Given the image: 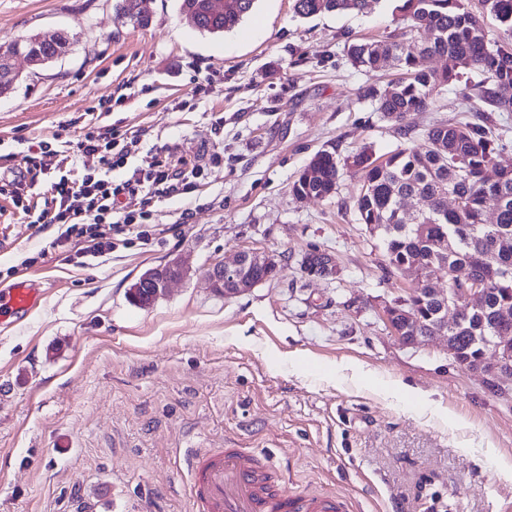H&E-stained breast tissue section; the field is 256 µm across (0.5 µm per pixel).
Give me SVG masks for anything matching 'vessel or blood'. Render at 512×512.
<instances>
[{
    "label": "vessel or blood",
    "instance_id": "obj_1",
    "mask_svg": "<svg viewBox=\"0 0 512 512\" xmlns=\"http://www.w3.org/2000/svg\"><path fill=\"white\" fill-rule=\"evenodd\" d=\"M43 290L25 278L0 289V326H11L40 303ZM190 495L194 512H348L336 497L289 493L276 466L252 448L191 452Z\"/></svg>",
    "mask_w": 512,
    "mask_h": 512
}]
</instances>
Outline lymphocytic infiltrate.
Returning a JSON list of instances; mask_svg holds the SVG:
<instances>
[{"label": "lymphocytic infiltrate", "instance_id": "lymphocytic-infiltrate-1", "mask_svg": "<svg viewBox=\"0 0 512 512\" xmlns=\"http://www.w3.org/2000/svg\"><path fill=\"white\" fill-rule=\"evenodd\" d=\"M139 142V136L113 126L86 133L77 150L99 155L102 170L80 178H52L47 197L33 205L37 223L57 225V243L82 242V255L92 258L112 251L115 234L133 230L139 239H148L144 225L153 203L193 192L204 169L164 151L147 167L134 169L127 179L112 181L110 171L124 165Z\"/></svg>", "mask_w": 512, "mask_h": 512}]
</instances>
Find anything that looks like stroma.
Returning <instances> with one entry per match:
<instances>
[{"label": "stroma", "instance_id": "1", "mask_svg": "<svg viewBox=\"0 0 512 512\" xmlns=\"http://www.w3.org/2000/svg\"><path fill=\"white\" fill-rule=\"evenodd\" d=\"M116 5L0 0L2 50L32 33L75 36L51 66L17 60L23 80L0 95V181L28 183V151L63 150L101 124L141 135L113 179L164 149L206 172L187 198L154 204L149 244L88 265L54 246L56 225L0 195V269L46 289L0 330V512H192L183 449L231 445L263 449L289 490L341 496L353 512H512V381L460 368L442 338L394 337L383 310L410 280L359 224L358 176L344 172L329 200L291 191L319 151L384 157L399 144L363 97L372 76L346 55L397 28L389 0L305 19L292 0H257L218 36L179 0H146L145 28ZM462 117L450 87L405 124L418 141ZM243 250L279 254L285 270L224 298L204 271ZM315 250L335 258V279L304 275ZM176 255L190 276L131 304L136 278ZM395 383L433 405L386 396Z\"/></svg>", "mask_w": 512, "mask_h": 512}]
</instances>
